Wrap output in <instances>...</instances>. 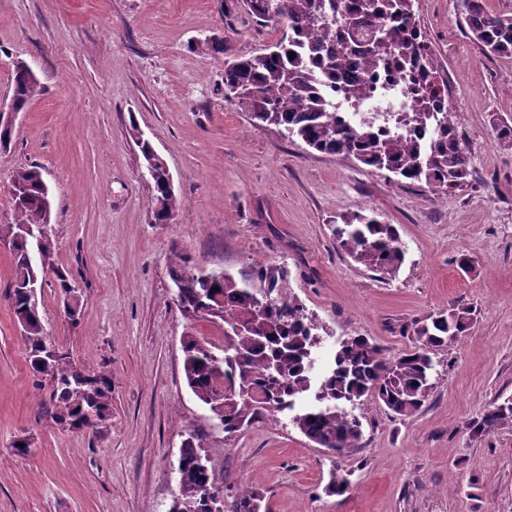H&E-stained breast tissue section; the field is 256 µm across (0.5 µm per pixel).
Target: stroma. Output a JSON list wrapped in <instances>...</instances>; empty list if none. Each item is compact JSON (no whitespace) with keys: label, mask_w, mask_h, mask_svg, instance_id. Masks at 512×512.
<instances>
[{"label":"stroma","mask_w":512,"mask_h":512,"mask_svg":"<svg viewBox=\"0 0 512 512\" xmlns=\"http://www.w3.org/2000/svg\"><path fill=\"white\" fill-rule=\"evenodd\" d=\"M414 9L448 84L453 120L472 157L466 187L398 183L255 127L224 100L221 54L192 50L221 34L228 52L261 53L281 36L237 0H0V99L29 64L42 93L0 150V224L12 223L14 170L38 166L52 192L56 261L84 293L70 323L53 283L38 295L46 331L89 371L112 376V425L70 431L38 413L26 348L3 293L0 248V512H168L181 443L195 432L232 502L258 489L271 512H512V422L482 436L470 425L512 397V60L483 55L459 0ZM166 162L178 208L152 223V191L131 127ZM367 208L406 248L396 278L355 263L331 235L338 215ZM238 271L248 259L287 263L291 289L327 331L321 353L367 336L393 357L414 321L460 303L466 336L434 355L433 386L409 417L365 398L355 448L334 455L283 414L228 434L188 389L183 336L224 345L223 324L186 320L174 304V253ZM471 258L461 268V254ZM30 435L26 455L16 437ZM347 476L341 496L325 487Z\"/></svg>","instance_id":"obj_1"}]
</instances>
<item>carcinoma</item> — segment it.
Wrapping results in <instances>:
<instances>
[{
	"mask_svg": "<svg viewBox=\"0 0 512 512\" xmlns=\"http://www.w3.org/2000/svg\"><path fill=\"white\" fill-rule=\"evenodd\" d=\"M249 13L288 31L270 48L250 57L224 62V101L250 107L258 127H276L285 137L309 148L387 171L431 188L467 185L471 154L459 138L453 113L441 111L444 93L434 57L414 11L415 0H241ZM469 36L483 54L512 59V14L490 8L487 0H460ZM344 20L336 32V17ZM364 35L366 54L405 70L414 111L398 118L396 130L371 124H350L331 111L329 95L314 68L336 79V63ZM362 77L350 73L340 87L349 100L361 95ZM11 83L15 108L25 109L41 91L36 74L15 67ZM154 192L153 220L165 224L178 200L163 159L131 127ZM14 221L0 224V245L12 256L8 301L26 346L36 381L47 385L41 413L61 428L107 429L112 425V377L89 372L59 346L45 352L49 336L33 293L52 273L66 318L77 323L82 314L81 289L55 261L52 203L40 168L21 167L11 178ZM337 247L373 272L394 277L405 260L395 225L363 210L339 216L331 224ZM184 254L174 255L170 278L174 301L189 320L224 323L229 354L218 355L196 336L182 340L184 374L192 393L206 405L229 434L262 411L295 408L305 396L313 402L295 413L292 423L310 441L341 455L361 438V422L344 409L347 403L372 398L399 416H410L428 397L434 370L432 354L454 343L473 321L472 308L452 303L448 310L414 322V346L394 358L366 336L343 340L329 369L313 381V355L322 342L315 333V315L295 296L285 264L257 260L233 274L224 269L194 272ZM512 421V398L485 410L472 423L476 435ZM179 493L168 512H224V489L217 481L199 436L182 441ZM264 497L245 490L231 512H270Z\"/></svg>",
	"mask_w": 512,
	"mask_h": 512,
	"instance_id": "cac0c4a2",
	"label": "carcinoma"
}]
</instances>
